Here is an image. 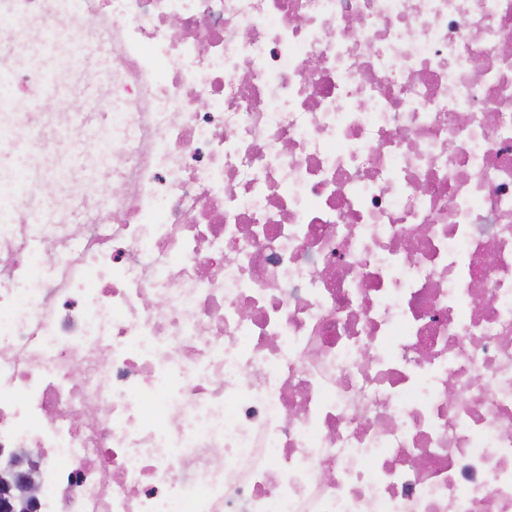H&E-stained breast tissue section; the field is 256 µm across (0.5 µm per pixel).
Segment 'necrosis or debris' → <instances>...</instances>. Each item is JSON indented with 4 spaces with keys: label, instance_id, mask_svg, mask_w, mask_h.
<instances>
[{
    "label": "necrosis or debris",
    "instance_id": "necrosis-or-debris-1",
    "mask_svg": "<svg viewBox=\"0 0 512 512\" xmlns=\"http://www.w3.org/2000/svg\"><path fill=\"white\" fill-rule=\"evenodd\" d=\"M100 2L0 29L97 92L0 112L56 183L0 223L36 512H512V0Z\"/></svg>",
    "mask_w": 512,
    "mask_h": 512
}]
</instances>
